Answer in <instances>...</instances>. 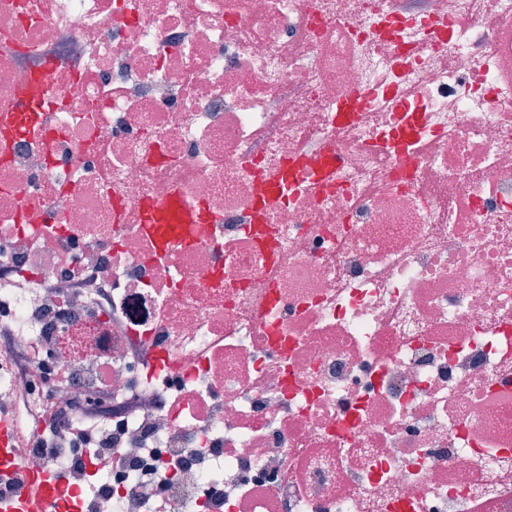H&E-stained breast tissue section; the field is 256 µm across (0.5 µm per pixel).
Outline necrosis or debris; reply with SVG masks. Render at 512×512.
<instances>
[{
  "instance_id": "1",
  "label": "necrosis or debris",
  "mask_w": 512,
  "mask_h": 512,
  "mask_svg": "<svg viewBox=\"0 0 512 512\" xmlns=\"http://www.w3.org/2000/svg\"><path fill=\"white\" fill-rule=\"evenodd\" d=\"M4 325L139 402L60 512H512V0H0ZM143 222L149 230L156 231L168 227L185 228L188 224H195L196 217L192 208L170 199L146 212ZM75 287L85 289L92 301L110 300L106 288H111V284L103 275H81L76 280Z\"/></svg>"
}]
</instances>
